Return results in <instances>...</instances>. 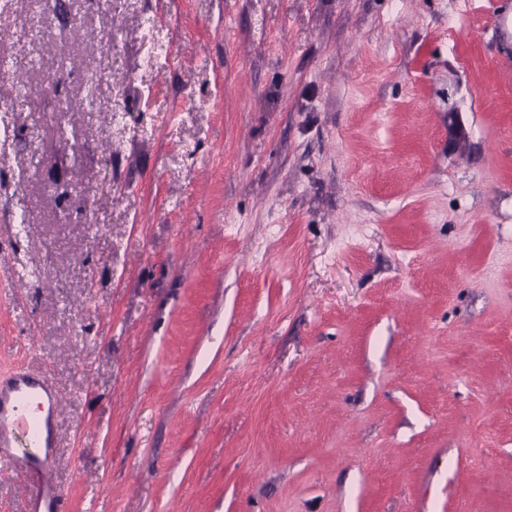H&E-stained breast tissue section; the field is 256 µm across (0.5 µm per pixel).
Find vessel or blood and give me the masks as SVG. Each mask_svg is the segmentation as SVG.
I'll return each mask as SVG.
<instances>
[{
  "label": "vessel or blood",
  "instance_id": "b4317fda",
  "mask_svg": "<svg viewBox=\"0 0 512 512\" xmlns=\"http://www.w3.org/2000/svg\"><path fill=\"white\" fill-rule=\"evenodd\" d=\"M56 406L55 393L41 377L19 373L0 381V467L30 486L29 512H66L62 490L44 480L55 446Z\"/></svg>",
  "mask_w": 512,
  "mask_h": 512
}]
</instances>
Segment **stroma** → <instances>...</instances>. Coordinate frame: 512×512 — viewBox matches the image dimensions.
<instances>
[{
	"instance_id": "35a3bbf8",
	"label": "stroma",
	"mask_w": 512,
	"mask_h": 512,
	"mask_svg": "<svg viewBox=\"0 0 512 512\" xmlns=\"http://www.w3.org/2000/svg\"><path fill=\"white\" fill-rule=\"evenodd\" d=\"M494 8L0 0V378L69 512H512Z\"/></svg>"
}]
</instances>
